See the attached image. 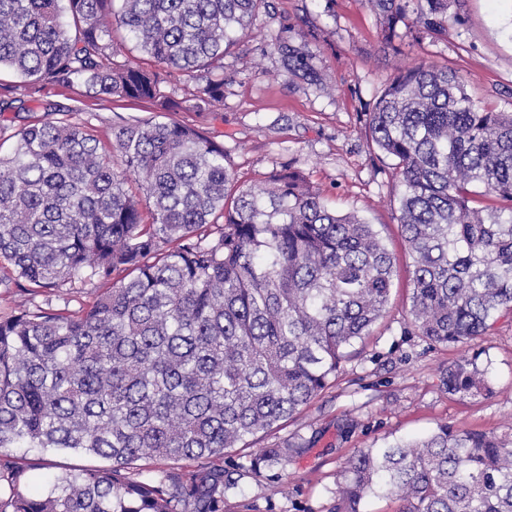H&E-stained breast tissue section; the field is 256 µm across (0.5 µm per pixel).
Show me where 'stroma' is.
<instances>
[{"label":"stroma","mask_w":512,"mask_h":512,"mask_svg":"<svg viewBox=\"0 0 512 512\" xmlns=\"http://www.w3.org/2000/svg\"><path fill=\"white\" fill-rule=\"evenodd\" d=\"M448 35L404 37L391 46L372 0H264L251 31L211 73H173L166 95L181 101L208 76L224 80V104L212 112L108 97L83 88L47 84L30 92L24 79L0 71V153L12 135L36 120L89 121L103 145L115 126L157 115L198 129L222 144L238 184L249 185L284 167L299 170L321 190L329 208L353 212L378 231L395 258L392 300L371 333L326 389L293 418L259 435L248 449L226 451L225 471L248 470L263 449L303 444L288 462L249 472L224 494V512H331L340 470L363 448H380L426 435L440 425L459 432L487 431L512 440V314L483 336L458 345L433 346L410 324L412 259L398 233L402 191L395 161L372 147L365 114L400 70L435 64L458 71L478 105L512 112V0H456ZM310 58L321 78L314 86L298 71H284L278 44ZM463 359L489 371V393H451L442 368ZM25 457V491L43 492L53 477L102 466L100 458L64 451L12 448Z\"/></svg>","instance_id":"obj_1"}]
</instances>
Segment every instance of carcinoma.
Segmentation results:
<instances>
[{"label":"carcinoma","instance_id":"carcinoma-1","mask_svg":"<svg viewBox=\"0 0 512 512\" xmlns=\"http://www.w3.org/2000/svg\"><path fill=\"white\" fill-rule=\"evenodd\" d=\"M0 0V68L31 84L159 102L163 72L192 78L248 34L262 0ZM386 40L398 24L448 36L455 0H371ZM123 28L156 69L112 60ZM285 70L317 72L279 44ZM224 103V78L188 99ZM366 127L396 160L398 224L412 258L420 335L464 344L512 313V113L477 105L463 76L419 65L384 88ZM0 155V258L46 296L0 320V449L73 451L111 461L20 489L0 512H223L234 477L212 464L322 392L391 297L394 258L374 225L326 205L291 168L241 186L224 147L177 121L134 120L108 151L89 123H30ZM139 182L141 201L126 188ZM496 202L473 205L471 188ZM112 283L77 311L66 285ZM450 392L489 389L465 360L442 370ZM301 445L266 448L251 470ZM197 462L135 476L139 460ZM332 512L394 498L399 512H512V444L441 425L347 459Z\"/></svg>","mask_w":512,"mask_h":512}]
</instances>
